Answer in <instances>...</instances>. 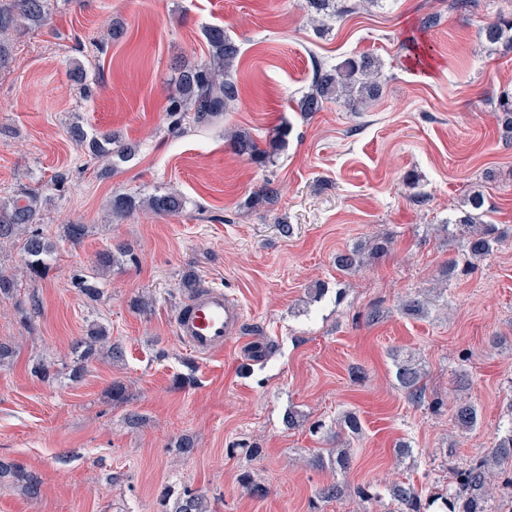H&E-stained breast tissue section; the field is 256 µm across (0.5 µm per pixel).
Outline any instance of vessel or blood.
I'll return each mask as SVG.
<instances>
[{"mask_svg":"<svg viewBox=\"0 0 512 512\" xmlns=\"http://www.w3.org/2000/svg\"><path fill=\"white\" fill-rule=\"evenodd\" d=\"M243 311L238 301L217 288H205L178 310L172 323L184 345L196 356L212 358L241 334Z\"/></svg>","mask_w":512,"mask_h":512,"instance_id":"1","label":"vessel or blood"}]
</instances>
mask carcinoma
<instances>
[{
  "instance_id": "carcinoma-1",
  "label": "carcinoma",
  "mask_w": 512,
  "mask_h": 512,
  "mask_svg": "<svg viewBox=\"0 0 512 512\" xmlns=\"http://www.w3.org/2000/svg\"><path fill=\"white\" fill-rule=\"evenodd\" d=\"M320 21L341 18L349 12L368 8L378 0H355L347 5L345 0H306ZM47 0H0V36L10 27L25 21L43 24L48 20ZM485 43L496 45L504 41L512 43V17L499 14L487 19L482 27ZM209 47L208 60L179 71L177 87L165 108L168 131L174 135L185 133V121L191 120L196 127L215 123L238 99V88L232 71L240 53L239 47L228 36L224 28L213 26L205 30ZM379 63L370 57L346 58L333 67L317 65L314 70L312 89L296 101V109L302 115L319 112L324 103L334 101L350 108H358L366 101L376 98L380 92L377 81ZM71 136L80 146L88 149L93 158L128 159L132 149L109 132L88 135L82 126L71 128ZM224 136L232 149L241 157L264 164L270 160L268 150L249 131L226 129ZM157 215L179 214L186 208V199L178 193L154 195L146 200L136 199L127 193L112 195V216L122 219L133 214L142 205ZM42 205L39 193H22L0 200V242L18 241L23 255L26 273L38 278L49 269V261L55 253L54 244L38 224ZM484 199L476 193L465 201L459 212L448 216V225L456 230L465 261L475 266L488 258L501 241L496 236V227L484 221ZM64 238L73 246L81 244L88 236L85 224H67ZM388 250V241L372 239L367 245L336 253V267L345 273L357 271L365 255L382 256ZM126 260L133 261V253L122 247L98 252L96 264L89 274L75 280V286L88 299L95 301L102 293L101 276L112 266ZM403 313L412 318H423L429 313V301L420 294L406 297L401 303ZM76 348L86 359L105 353L112 359L122 357V350L112 345L108 330L96 326L86 337L76 340ZM397 381L409 400L425 402L426 390L422 384L418 364L406 360L398 365ZM454 422L462 431H470L478 424L479 411L474 402L466 397L458 398L453 405ZM512 464V418L507 428L499 434L491 450L472 458L469 464L453 472L448 483L445 507L449 512H512V497L495 498L491 493L492 478L505 472V465ZM12 475L25 484L27 493L36 496L40 484L36 477L17 466H0V477ZM387 493L398 512H424L419 494L413 487L396 482L388 486ZM172 512H211L207 498L189 489L177 494Z\"/></svg>"
}]
</instances>
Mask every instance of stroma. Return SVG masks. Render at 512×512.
<instances>
[{
	"label": "stroma",
	"instance_id": "1",
	"mask_svg": "<svg viewBox=\"0 0 512 512\" xmlns=\"http://www.w3.org/2000/svg\"><path fill=\"white\" fill-rule=\"evenodd\" d=\"M48 4L46 25L9 32L0 65V198L48 190L41 224L57 242L50 270L34 279L18 244H0V270L15 278L12 296H0V341L14 348L0 363V461L41 482L32 497L0 481V512H168L186 487L212 512H389L392 482L426 497L447 489L452 468L490 451L512 416V139L498 112L512 93V49L486 46L481 27L511 14L512 0L467 11L448 0H385L322 28L305 0ZM431 14L439 24L423 27ZM214 25L240 48L239 97L221 126L173 135L165 107L178 68L207 58L204 30ZM364 55L383 64L382 92L366 108L293 111L316 64ZM284 121L286 143L264 168L224 138L238 127L266 144ZM76 122L120 133L134 155L103 174L71 140ZM61 172L63 189L49 191ZM267 181L277 197L255 201ZM474 189L503 238L473 271L448 278V260L462 254L443 225ZM117 190L175 191L188 204L177 215L142 208L118 220ZM71 223L91 227L76 247L62 238ZM374 236L390 240L383 257L337 270V251ZM116 242L136 260L114 266L90 301L73 278ZM189 272L238 299L246 343L208 359L185 348L172 318ZM425 292L427 317L400 312L403 296ZM94 323L109 329L121 360L74 351ZM492 336L504 344L490 347ZM260 343L271 352L253 358ZM404 359L419 364L441 413L406 397L395 377ZM40 360L53 378L32 374ZM116 381L124 399L112 397ZM462 381L479 408L467 432L451 416ZM291 411L305 416L293 428ZM346 411L363 425L349 469L314 465ZM246 473L265 497L243 489ZM333 482L342 496L322 499ZM365 487L374 500L358 496Z\"/></svg>",
	"mask_w": 512,
	"mask_h": 512
}]
</instances>
